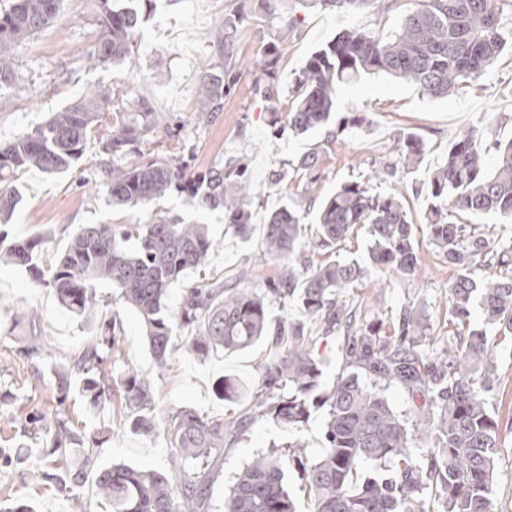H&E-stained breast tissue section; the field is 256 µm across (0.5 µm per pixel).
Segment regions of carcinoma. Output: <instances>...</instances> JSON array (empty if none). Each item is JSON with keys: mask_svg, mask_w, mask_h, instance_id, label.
Returning <instances> with one entry per match:
<instances>
[{"mask_svg": "<svg viewBox=\"0 0 512 512\" xmlns=\"http://www.w3.org/2000/svg\"><path fill=\"white\" fill-rule=\"evenodd\" d=\"M412 7L389 36L352 27L338 34L306 61L294 80V105L277 114L280 128L300 135L326 129L327 141L344 127H331L338 94L362 73H385L418 86L431 98L458 93L499 61L505 48L504 6L508 0H408ZM62 0H12L0 13V88L15 80L14 46L54 23ZM100 37L89 55L95 66L123 60L140 23L136 0H95ZM240 18H226L216 35L220 57L232 52ZM279 42L251 66L256 86L270 96L277 78ZM241 72L226 62L200 83L198 117L209 121L224 111V96ZM104 90L56 112L31 133L0 142V174L27 167L57 173L82 157L91 130L110 106ZM164 122L155 112H132L112 128L97 165L99 184L119 205L147 203L170 190L187 194L191 205L224 209V223L240 236L249 232L256 189L240 163L230 162L191 174L173 158L140 161L135 144ZM424 144L410 134L396 139L397 166L420 160ZM494 153L490 166L487 155ZM428 197L427 236L455 276L448 286V336L436 337L428 305L408 302L395 314L359 321L349 290L364 280L392 272L405 280L416 275L420 256L415 224L398 193H372L348 181L326 196L315 211L312 239L303 235L305 214L284 205L264 224L266 251L281 261L275 277L258 293L238 284L252 269L243 264L236 282L201 281L182 289L177 311H169L170 287L206 266L216 247L203 224L160 218L151 224H84L64 253L48 268L30 265L42 239L13 242L6 261L29 269L32 278L54 289L61 306L95 322L109 301L99 288L139 316L151 353L160 368L184 349L199 357L268 343L271 358L260 365V384L234 421L206 418L191 409L159 411L149 379L117 369L120 324L117 310L101 332L66 364L32 336L16 349V360L52 373L55 408L20 411L23 437L36 446L47 480L58 477L75 448L85 466L67 471L74 488L90 484L111 512H296L283 460L302 475L313 512H507L494 498L495 461L512 443V425L501 429L490 409L499 375L487 334L471 322L479 305L485 323L512 343V236L491 239L467 224L448 220L512 217V141L486 143L476 129L450 144L444 164L424 186ZM369 242L363 261L336 258L316 263L312 254L337 253L357 230ZM296 315L273 321V304ZM191 331L179 336L176 329ZM343 333L345 369L327 391H319L322 360L317 336ZM393 384L418 399L411 415L394 410L385 395ZM242 385L226 377L218 391L239 401ZM79 394L88 413H120V422L137 433L155 430L164 420L171 450L168 471L126 464L95 466L100 443L75 430L68 401ZM325 409L324 448L310 459L298 440L254 456L244 464L214 504L210 488L226 443L256 420L290 428L305 424L311 409Z\"/></svg>", "mask_w": 512, "mask_h": 512, "instance_id": "1", "label": "carcinoma"}]
</instances>
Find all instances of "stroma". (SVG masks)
<instances>
[{
    "instance_id": "stroma-1",
    "label": "stroma",
    "mask_w": 512,
    "mask_h": 512,
    "mask_svg": "<svg viewBox=\"0 0 512 512\" xmlns=\"http://www.w3.org/2000/svg\"><path fill=\"white\" fill-rule=\"evenodd\" d=\"M406 7L405 0H364L355 9L336 7L330 0H272L267 6L260 0H153L141 10V34L128 57L91 66L87 55L99 36L94 0H63L53 25L14 50L15 83L0 89V141L32 132L89 89L108 90L114 101L102 112L83 157L70 169L49 174L30 167L10 175L5 186L17 206L5 225L7 242L42 238L34 260L44 267L59 258L84 224H148L158 218L205 224L217 243L205 276L234 282L247 260L259 271L249 285L260 288L278 271L262 240L265 218L284 204H305L303 188L309 176H316L314 193L320 198L351 180L368 184L374 193L406 195L414 224L424 226L427 205L423 197L412 195L411 186L424 182L429 172L443 164L455 136L485 121L489 139L512 141L511 18L504 21L506 46L499 63L463 93L429 98L414 84L383 73L363 74L336 99L335 117L345 122L346 129L333 142L326 141L321 129L299 137L280 133L270 113L274 107L282 112L290 108L295 75L339 32L358 26L391 34ZM231 15L241 18L235 42L239 61H254L266 54L272 42L287 39L288 48L278 66L277 103L269 105L246 73L225 96L220 117L202 123L196 114L200 79L218 61L215 27ZM140 103L168 118L142 145L143 159L171 156L197 172L232 159L243 161L262 199L248 237L228 229L223 210L195 208L175 190L149 204L128 207L112 204L105 188L91 185L100 147L113 123L120 113L135 111ZM403 132L423 140L425 152L408 174L394 176L388 172L394 161L391 149ZM314 148L319 149L320 160L311 175L299 169L298 160ZM420 263L413 281L386 273L354 288V300L365 313L375 303L386 313L410 301L428 303L435 335H447L444 303L453 271L425 244L420 247ZM120 317L121 366L153 380L159 407L189 408L208 418L238 417L240 404L224 400L215 386L232 377L246 389L256 388L258 366L269 356L266 344L207 359L180 350L169 368L162 370L136 313L124 307ZM98 330V325L62 308L54 291L35 284L26 268L0 262V391L16 397L15 408L0 411V448L14 453L12 468L0 472V512L22 503L35 512H79L82 501L99 512L101 500L92 486H84L74 498L56 483L34 479L42 466L40 453L19 451L15 423L18 409L49 410L55 397L51 380L33 379L29 369L19 366L15 359L19 345L27 337H41L52 358L62 363L93 340ZM492 351L500 380L492 406L505 422L512 419V345L497 341ZM70 406L77 429L90 434L100 428L105 431L97 465L169 468L170 450L162 429L139 434L121 426L109 413L90 420L81 399H73ZM287 437V431L272 422L251 424L239 443L224 450L211 486L214 503L222 504L225 487L246 461Z\"/></svg>"
}]
</instances>
